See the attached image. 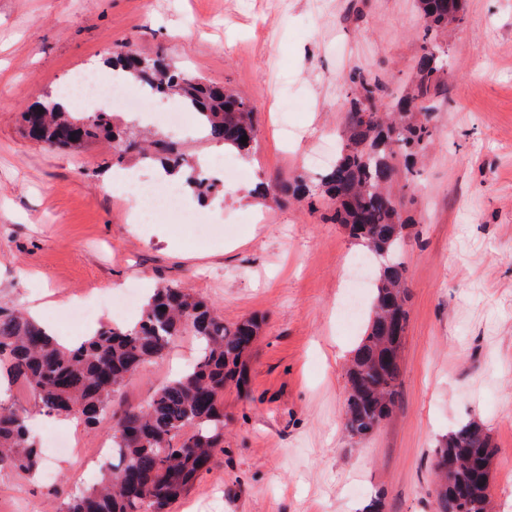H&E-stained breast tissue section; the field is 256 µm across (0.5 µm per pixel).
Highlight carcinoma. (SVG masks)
<instances>
[{"label":"carcinoma","mask_w":512,"mask_h":512,"mask_svg":"<svg viewBox=\"0 0 512 512\" xmlns=\"http://www.w3.org/2000/svg\"><path fill=\"white\" fill-rule=\"evenodd\" d=\"M424 23L417 82L396 111H379L385 92L376 79L350 75V99L339 154L321 185L333 220L363 253L385 250L391 265L373 277L367 323L346 369L344 428L366 439L389 415L398 395L401 351L408 310L407 270L402 261L401 202L393 189L394 160L408 173L434 139L431 106L426 104L445 50L431 34L463 20L464 0H418ZM110 65L127 72L152 93L170 92L195 113L206 138L247 155L256 142L254 112L243 98L206 83L169 63L126 50ZM25 135L48 150L80 148L104 139L122 160L137 152L179 174L203 203L216 178L201 173L195 160L164 136L141 140L115 126L109 112H71L49 97L22 113ZM247 136V143L241 137ZM253 194L277 205L309 195L300 179L256 186ZM195 336L200 352L183 372L157 388L143 406L116 402L128 377L148 362L165 358L176 337ZM259 335L253 318L232 325L216 309L177 283L155 288L131 327L102 326L87 340L66 348L46 325L22 312L0 307V362L23 381L40 409L108 425L115 463L102 479L76 494L60 496L56 512H172L193 481L224 450V389L230 383L248 394L246 359ZM497 450L476 420L450 431L435 449L431 496L434 512H492L493 464ZM27 410L0 403V472H29L36 459Z\"/></svg>","instance_id":"cac0c4a2"}]
</instances>
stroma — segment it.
Wrapping results in <instances>:
<instances>
[{
  "label": "stroma",
  "instance_id": "35a3bbf8",
  "mask_svg": "<svg viewBox=\"0 0 512 512\" xmlns=\"http://www.w3.org/2000/svg\"><path fill=\"white\" fill-rule=\"evenodd\" d=\"M423 22L416 0H0V306H45L59 325L67 300L147 297L163 282L191 288L225 323L254 316L261 334L249 393L224 391V450L174 512H432L427 489L439 439L475 418L499 453L496 512H512V0H466L443 41L448 64L428 102L437 129L420 177L405 190L409 323L389 418L369 439L344 429L345 368L365 324L348 316L358 252L323 198L266 206L259 182L317 186L336 157L356 69L379 78L390 111L416 81ZM165 52L191 75L234 90L258 126L247 156L225 151L239 182L208 203L220 223L131 224L113 193L108 145L48 152L21 114L75 71L108 72L114 50ZM321 163H311L312 154ZM197 354L183 336L165 359L125 382L144 404ZM33 473L0 474V512L25 488L53 512L59 484L79 490L100 466L46 451Z\"/></svg>",
  "mask_w": 512,
  "mask_h": 512
}]
</instances>
